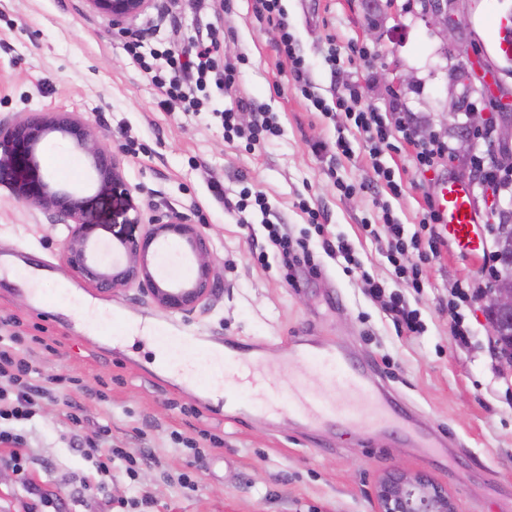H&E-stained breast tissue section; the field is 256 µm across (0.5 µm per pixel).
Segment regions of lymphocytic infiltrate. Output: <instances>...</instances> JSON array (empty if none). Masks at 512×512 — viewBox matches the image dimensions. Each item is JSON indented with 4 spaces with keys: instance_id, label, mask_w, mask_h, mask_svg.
Returning <instances> with one entry per match:
<instances>
[{
    "instance_id": "lymphocytic-infiltrate-1",
    "label": "lymphocytic infiltrate",
    "mask_w": 512,
    "mask_h": 512,
    "mask_svg": "<svg viewBox=\"0 0 512 512\" xmlns=\"http://www.w3.org/2000/svg\"><path fill=\"white\" fill-rule=\"evenodd\" d=\"M254 14L258 19L273 24L278 33L277 46L290 64L293 79L301 92H308L310 81L304 59L297 55L294 48L295 39L285 20L282 0H255ZM361 97L358 84L347 86L344 94L337 96V109L348 112L354 125L370 146V155L375 158V174L392 194H400L401 186L394 180L391 169L380 163L379 158L384 149L389 147V139L393 132H400L405 140L413 141L416 157L421 165H432L435 158L443 156L448 144L439 137L433 136L426 140L415 139L417 122L414 113H401L397 119L396 129H388L381 113L359 108ZM226 134L246 138L251 144H259L267 136H276L280 127L274 113L257 109L248 125L237 121V114L225 110L221 114ZM440 216L435 206H428L423 213L419 227L427 231L428 239H420L419 234L406 235L402 224L391 216H384L383 224L388 232L387 258L394 268V275L407 287L420 289L422 286V268L432 262L439 254L440 237L436 226ZM268 240L280 257L285 279H292L295 268H305L311 275L322 272L321 256L340 258L346 264H354L355 258L351 245L343 239H322L320 251H313L306 239L293 238L280 225H267ZM417 249V259L406 262L409 249ZM19 333H0V445L9 448L8 460L14 472L24 469L22 452L23 436L15 429L16 423L30 420L34 414L36 398L42 391L41 386L31 381L34 368L25 352H22Z\"/></svg>"
}]
</instances>
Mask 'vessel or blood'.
<instances>
[{
	"instance_id": "obj_1",
	"label": "vessel or blood",
	"mask_w": 512,
	"mask_h": 512,
	"mask_svg": "<svg viewBox=\"0 0 512 512\" xmlns=\"http://www.w3.org/2000/svg\"><path fill=\"white\" fill-rule=\"evenodd\" d=\"M469 23L486 35L483 45L485 60L501 65H512V13L500 9L479 10ZM473 185L463 175L444 181L436 195V207L444 232L464 252L478 254L484 245L476 226L480 216L472 204ZM225 366L234 371L236 382L247 389H254L257 361L254 356L244 355L239 347L226 345ZM302 364L319 369L331 386L333 396L328 400H302L292 407V414L303 424L317 428L325 421L345 426L346 415L341 412L343 399L355 395L365 402L367 424L390 431L397 439H405L421 448L431 457L442 448V441L433 435L415 429L407 411L400 402L388 395L373 367L357 358L347 347L301 340L289 349L285 366Z\"/></svg>"
}]
</instances>
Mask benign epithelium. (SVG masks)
Wrapping results in <instances>:
<instances>
[{
	"label": "benign epithelium",
	"instance_id": "benign-epithelium-1",
	"mask_svg": "<svg viewBox=\"0 0 512 512\" xmlns=\"http://www.w3.org/2000/svg\"><path fill=\"white\" fill-rule=\"evenodd\" d=\"M89 8L112 17L118 29L143 14L152 0H86ZM461 0H430L427 18L446 38L457 26L456 9ZM454 83L471 94L483 93L481 75L463 66L454 68ZM491 124L498 145V162L512 170V127L506 128L479 114L468 116L465 127L455 132L457 151L473 149L471 130ZM51 133L70 139L85 152L97 176L101 196L123 195L130 224L143 221L140 206L125 182L121 159L105 147L87 122L74 112L11 114L0 117V185L10 189L19 201L53 215L68 225L64 243L65 263L86 283L103 293H115L136 286L152 304L169 313L190 314L213 293L218 279L211 260L208 238L189 215L175 209L158 212L148 221L144 235L120 241L122 258L110 265H101L96 256L94 232L96 225L87 220L86 200L59 189L40 175V147ZM172 238L184 241L197 259L195 279L188 285L168 284L158 280L152 270L151 257L156 247ZM484 302L504 316L512 315V285L503 283L491 290ZM377 512H457L448 490L419 473L395 470L378 480L374 488Z\"/></svg>",
	"mask_w": 512,
	"mask_h": 512
}]
</instances>
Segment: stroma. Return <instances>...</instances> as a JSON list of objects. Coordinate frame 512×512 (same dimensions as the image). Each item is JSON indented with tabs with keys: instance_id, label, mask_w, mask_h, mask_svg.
<instances>
[{
	"instance_id": "35a3bbf8",
	"label": "stroma",
	"mask_w": 512,
	"mask_h": 512,
	"mask_svg": "<svg viewBox=\"0 0 512 512\" xmlns=\"http://www.w3.org/2000/svg\"><path fill=\"white\" fill-rule=\"evenodd\" d=\"M296 50L310 71L311 90L329 112L317 111L295 86L276 46L277 32L256 19L252 0H153L147 12L112 27L109 16L84 0H0V114L74 112L102 136L123 163L124 178L144 213L173 208L189 215L209 239L221 279L205 308L189 315L155 307L138 288L104 294L64 262L68 227L17 201L0 186V320L14 319L22 347L36 369L35 382L69 380L42 399L22 427L25 473L0 465V512H25L31 480L65 512H376L375 482L393 470L422 473L447 489L458 512H512V374L492 349L482 302L461 301L460 290L481 280L482 257L453 241L428 267L421 291L402 287L386 257L382 208L418 229L427 197L441 180L467 173L466 156L421 167L412 147L384 151L399 195L377 192L373 159L345 112L334 109L346 78L358 79L361 104L387 112L392 99L421 120L422 135L444 134L441 116L457 62L481 63L484 34L470 27L480 0H462L456 39L443 40L421 14L418 0H284ZM142 42L143 58L130 43ZM217 42L216 68L225 55H243L237 96L276 113L278 137L258 146L228 137L220 114L234 104L221 85L208 83L198 110L170 100L155 81L169 76L171 51ZM367 48L363 61L349 47ZM338 62H331V49ZM382 72L412 75L401 90L379 80ZM492 90L462 100L458 122L489 111L491 99L512 103V70H492ZM345 137L350 155L336 150ZM44 173L87 201L96 224L97 254L112 261L119 241L144 234L125 223L119 197L97 195L95 172L71 140L50 134L42 144ZM342 179L351 193L338 190ZM263 192L269 219L293 236L312 222L352 244L359 269L323 258V273L296 269L282 277L280 259L238 223L225 200ZM307 208H300V201ZM159 279L187 283L197 262L186 245L168 241L152 258ZM380 281L418 310L423 329L395 324L382 301L365 292L364 277ZM464 317L466 340L453 334L451 311ZM203 336L192 350L159 346L147 337L167 324ZM312 336L345 345L371 361L384 386L412 412L415 425L448 438V458L431 461L388 434L359 422L360 400L349 396L345 430L310 433L289 416H266L252 407L213 402L204 389L155 366L164 353L195 367L209 380L208 347L233 341L261 356L257 374L282 404L296 392L320 398L324 386L311 369L281 367L288 347ZM81 426H74L73 418ZM107 435L142 464L128 477L122 464L111 476L96 473L81 440ZM189 474L193 488L179 477Z\"/></svg>"
}]
</instances>
